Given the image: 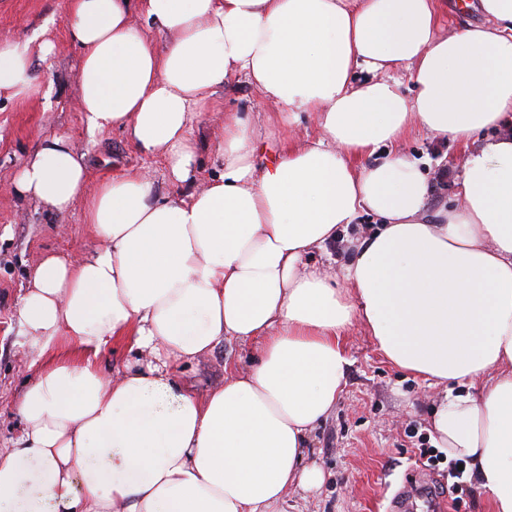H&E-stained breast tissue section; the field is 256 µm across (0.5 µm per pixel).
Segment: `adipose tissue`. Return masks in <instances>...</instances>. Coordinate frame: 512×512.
Wrapping results in <instances>:
<instances>
[{"label": "adipose tissue", "instance_id": "ef3b65f1", "mask_svg": "<svg viewBox=\"0 0 512 512\" xmlns=\"http://www.w3.org/2000/svg\"><path fill=\"white\" fill-rule=\"evenodd\" d=\"M480 8L490 26L446 36L437 0H67L78 111L163 160L176 193L145 170L91 182L62 135L19 169L20 195L81 207L99 244L46 256L21 299L41 368L0 450V512H274L318 489L307 442L343 390L356 321L443 385L435 443L471 465L491 512H512V0ZM53 48L0 40V97L38 95ZM234 79L279 105L281 128L312 113L321 134L264 164L251 118L225 113L220 171L198 181L192 130ZM418 127L497 130L466 155L460 206L430 210L418 161L397 151ZM362 212L381 222L351 239L342 277L308 266ZM62 339L85 359L43 364ZM227 339L255 343L247 369L202 393L175 383L170 361ZM115 341L132 358L107 375L96 357Z\"/></svg>", "mask_w": 512, "mask_h": 512}]
</instances>
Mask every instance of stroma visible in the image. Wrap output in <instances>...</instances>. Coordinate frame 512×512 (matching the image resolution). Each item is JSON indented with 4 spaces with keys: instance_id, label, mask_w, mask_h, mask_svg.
I'll use <instances>...</instances> for the list:
<instances>
[{
    "instance_id": "obj_1",
    "label": "stroma",
    "mask_w": 512,
    "mask_h": 512,
    "mask_svg": "<svg viewBox=\"0 0 512 512\" xmlns=\"http://www.w3.org/2000/svg\"><path fill=\"white\" fill-rule=\"evenodd\" d=\"M66 0H0V39H25L45 30L54 50L38 74L48 94L26 102L0 99V448L10 446L21 431L15 402L33 382L36 370L23 346L25 328L18 315L20 298L34 266L46 255L78 256L99 243L80 209L54 215L19 195L17 169L43 138L68 137L83 153L92 180L128 171H150L159 196L173 191L162 160L147 161L116 131H90L76 108L81 51L66 32ZM220 111L193 128L199 146V177L218 172L213 144L223 134L225 111L273 115L278 104L247 84L219 92ZM401 147L421 160L435 191L431 208L458 205L454 185L439 186L438 172L460 174L464 145L422 129L407 134ZM349 359L346 386L335 408L313 431L311 459L324 473L323 485L312 492L290 494V512H392L393 499L412 475L433 480L445 499V512H489V499L468 475L465 490L448 478L447 463L421 457L410 431L430 432L429 414L443 388L394 366L379 352L360 323L344 333ZM254 345L225 341L205 359L171 362L176 381L192 391L222 385L225 365L248 367Z\"/></svg>"
}]
</instances>
